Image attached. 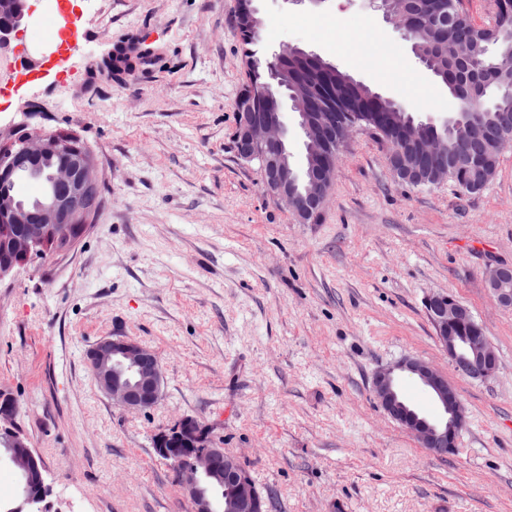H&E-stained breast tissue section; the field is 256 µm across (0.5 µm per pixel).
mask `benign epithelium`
Wrapping results in <instances>:
<instances>
[{
	"label": "benign epithelium",
	"instance_id": "obj_1",
	"mask_svg": "<svg viewBox=\"0 0 512 512\" xmlns=\"http://www.w3.org/2000/svg\"><path fill=\"white\" fill-rule=\"evenodd\" d=\"M257 0H249L243 20L253 33L262 24ZM402 17L435 30L444 41L458 35L459 20L443 3L433 0H401ZM24 14L0 18V46L10 43ZM237 126L234 148L237 157L255 163L262 175L264 191L284 204L300 222H307L320 212L333 184L338 159L336 139L345 138L349 126L336 125V117L317 105L297 113L301 130L316 139L317 149L313 169L305 186H300L290 168L288 124L284 109L253 112L241 99L235 101ZM512 127V113H501L495 126H476L475 135L466 150L451 149L439 139L418 138L415 149L433 172L434 183L448 180V169H458L474 155L482 158L506 146L499 131ZM71 134L59 136L31 131L23 125L14 138L0 143V152H15L13 165L0 171V180H10L14 169L27 159L48 153L62 155L64 168L56 173V189L38 211L29 213L14 207L7 199L0 200V224H24L26 233L12 238L9 248L0 253V279L24 266L37 243L54 244L53 252H63L75 246L76 221L86 216L90 190L99 179L98 171ZM487 287L497 304L512 308V265L497 264L489 268ZM428 317L435 328L436 339L448 353L458 375L479 380L497 376L500 360L497 349L486 335L485 328L470 308L450 293H437L427 300ZM86 360L98 388L112 402L129 412H148L163 397L165 374L156 352L141 341L118 336L96 343L86 354ZM411 377L430 391L440 410L429 418L408 407L401 399L398 375ZM372 389L384 413L415 438L420 447L446 456L455 451L464 429L466 409L456 386L448 376L419 357H405L397 364L380 369L374 376ZM154 453L176 467L179 488L190 501L193 512H213L212 499L204 483L226 485L232 491L234 512H267V500L250 473L233 456L224 461V449L217 446L208 428L195 418L185 416L170 429L155 436ZM18 470L21 481L19 496L0 501V512H31L34 505L50 494L44 468H32L29 461L34 453L25 440L11 427L0 425V459Z\"/></svg>",
	"mask_w": 512,
	"mask_h": 512
}]
</instances>
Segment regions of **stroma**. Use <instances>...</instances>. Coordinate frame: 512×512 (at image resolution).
<instances>
[{"label":"stroma","mask_w":512,"mask_h":512,"mask_svg":"<svg viewBox=\"0 0 512 512\" xmlns=\"http://www.w3.org/2000/svg\"><path fill=\"white\" fill-rule=\"evenodd\" d=\"M46 0L0 48V140L20 123L91 150L103 203L75 249L0 279V392L45 468L46 512H191L152 438L209 425L271 512H512V310L489 267L512 265V146L481 191L415 187L353 128L319 214L299 223L233 150L244 78L236 0H68L78 46L40 52ZM262 57L286 45L331 61L419 115L455 111L447 87L369 0H259ZM147 59L102 81L119 47ZM34 61L37 77L14 70ZM449 292L500 357L459 376L425 301ZM151 347L163 398L128 412L86 352ZM422 358L454 383L467 424L431 454L372 392L380 368Z\"/></svg>","instance_id":"obj_1"}]
</instances>
